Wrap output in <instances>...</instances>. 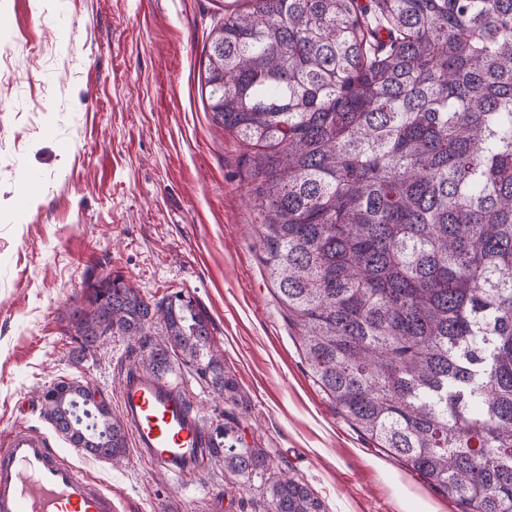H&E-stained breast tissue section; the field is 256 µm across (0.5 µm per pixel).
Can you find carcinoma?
<instances>
[{
	"label": "carcinoma",
	"mask_w": 512,
	"mask_h": 512,
	"mask_svg": "<svg viewBox=\"0 0 512 512\" xmlns=\"http://www.w3.org/2000/svg\"><path fill=\"white\" fill-rule=\"evenodd\" d=\"M250 2L212 29L201 89L215 123L258 147L261 260L313 378L461 512H512V0ZM72 326L81 355L122 337L134 367L184 365L236 399L189 296L90 279ZM90 391L59 379L41 414L122 465L125 424ZM232 431L216 428L210 463L245 484L265 475L268 453ZM266 492L268 512H324L287 474Z\"/></svg>",
	"instance_id": "1"
}]
</instances>
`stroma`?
Listing matches in <instances>:
<instances>
[{"label": "stroma", "mask_w": 512, "mask_h": 512, "mask_svg": "<svg viewBox=\"0 0 512 512\" xmlns=\"http://www.w3.org/2000/svg\"><path fill=\"white\" fill-rule=\"evenodd\" d=\"M223 18L222 0H0V439L17 419L47 434L119 512H267L261 479L211 466L181 492L138 454L118 467L82 454L41 416L38 393L60 377L120 413L138 351L114 337L75 360L69 323L87 276L119 273L148 298L197 299L238 395L215 397L186 367L173 382L208 429L235 426L325 512H459L375 448L302 357L261 261L249 149L201 93Z\"/></svg>", "instance_id": "1"}]
</instances>
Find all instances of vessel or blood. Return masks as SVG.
I'll use <instances>...</instances> for the list:
<instances>
[{
	"instance_id": "b4317fda",
	"label": "vessel or blood",
	"mask_w": 512,
	"mask_h": 512,
	"mask_svg": "<svg viewBox=\"0 0 512 512\" xmlns=\"http://www.w3.org/2000/svg\"><path fill=\"white\" fill-rule=\"evenodd\" d=\"M121 407L138 453L174 478L198 471L210 437L179 386L148 372L125 376ZM0 512H116L111 491L50 448L47 438L15 424L0 449Z\"/></svg>"
}]
</instances>
